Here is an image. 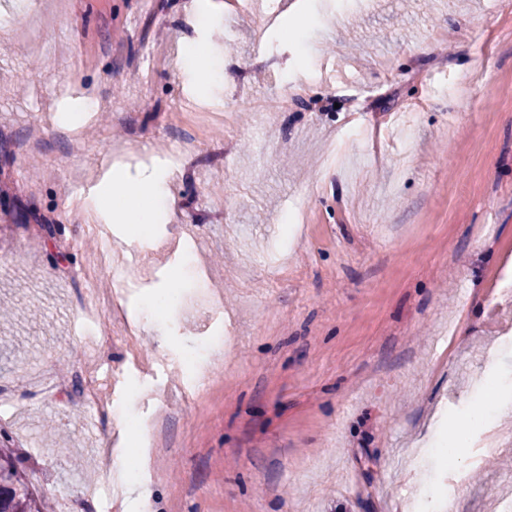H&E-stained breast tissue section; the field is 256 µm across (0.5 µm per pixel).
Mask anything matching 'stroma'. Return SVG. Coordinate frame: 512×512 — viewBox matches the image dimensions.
<instances>
[{
  "label": "stroma",
  "instance_id": "35a3bbf8",
  "mask_svg": "<svg viewBox=\"0 0 512 512\" xmlns=\"http://www.w3.org/2000/svg\"><path fill=\"white\" fill-rule=\"evenodd\" d=\"M0 10V447L38 494L103 505L113 455L155 512H455L512 501V0H306L305 38L257 37L273 0H9ZM208 58L220 116L182 57ZM239 63L224 79V60ZM341 65L346 95L326 80ZM148 80H138L143 64ZM75 135L58 124L82 100ZM287 107H280V100ZM413 114L411 137L400 123ZM199 139L177 156L184 129ZM124 159L174 173V217L133 245L75 219ZM302 209L294 234L282 218ZM92 284L76 273L103 248ZM135 287L109 344L82 310ZM142 330L126 338L130 318ZM58 383L46 391L41 375ZM100 378L99 415L73 388ZM455 450L446 468L438 447Z\"/></svg>",
  "mask_w": 512,
  "mask_h": 512
}]
</instances>
